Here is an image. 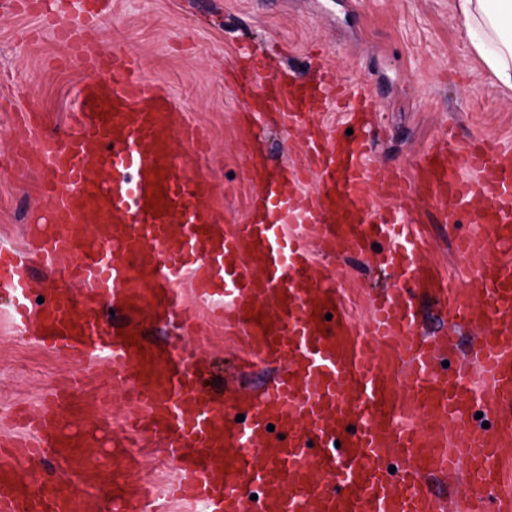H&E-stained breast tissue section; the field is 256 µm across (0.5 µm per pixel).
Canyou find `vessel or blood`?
<instances>
[{"instance_id":"vessel-or-blood-1","label":"vessel or blood","mask_w":512,"mask_h":512,"mask_svg":"<svg viewBox=\"0 0 512 512\" xmlns=\"http://www.w3.org/2000/svg\"><path fill=\"white\" fill-rule=\"evenodd\" d=\"M80 63L75 130L46 134L12 159L45 172L50 208L29 220L32 259L0 248V295L18 325L39 326L45 345L79 363L104 358L113 379L128 383L139 408L133 432L172 449L182 473L170 496L206 512H446L425 478L458 471L464 458L471 502L512 512V492L501 489L512 453V151L474 139L427 152L403 178L367 161L368 94L356 97L351 133L327 131L308 118L336 89L335 72L320 65L298 79L251 53L229 69L248 104L244 120L272 109L289 127H306L309 164L273 170L243 149L263 214L225 224L210 179L177 154L204 142L183 108L132 54ZM374 196L394 209L372 208ZM477 198L486 203L479 230L454 239L472 272L465 293L419 260L425 235L409 207L422 200L453 224ZM96 224L107 225L105 235H90ZM288 224L311 229L327 256L383 241L377 262L395 286L376 297L367 327L347 318L328 267L283 233ZM39 268L66 286L33 309ZM186 280L199 304L219 302L249 359L276 366L261 391L213 395L194 355L173 345L140 352L119 337L116 307L135 317L150 306L183 329L194 323L175 294ZM405 291L438 298L452 328L474 332L453 370L437 371L435 348L412 333ZM319 304L323 324L312 317ZM404 371L412 385L402 394ZM476 372L485 382L478 396ZM477 409L484 424L473 421ZM30 426L33 439L0 453V512H90L102 490L113 512L154 502L80 378L44 400Z\"/></svg>"}]
</instances>
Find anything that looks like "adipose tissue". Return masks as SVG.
Masks as SVG:
<instances>
[{
  "label": "adipose tissue",
  "instance_id": "ef3b65f1",
  "mask_svg": "<svg viewBox=\"0 0 512 512\" xmlns=\"http://www.w3.org/2000/svg\"><path fill=\"white\" fill-rule=\"evenodd\" d=\"M454 8L495 82L512 89V0H455Z\"/></svg>",
  "mask_w": 512,
  "mask_h": 512
}]
</instances>
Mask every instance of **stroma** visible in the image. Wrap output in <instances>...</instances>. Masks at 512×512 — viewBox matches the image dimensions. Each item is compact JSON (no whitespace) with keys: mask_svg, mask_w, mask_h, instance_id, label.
<instances>
[{"mask_svg":"<svg viewBox=\"0 0 512 512\" xmlns=\"http://www.w3.org/2000/svg\"><path fill=\"white\" fill-rule=\"evenodd\" d=\"M57 24L69 25L70 39L54 34ZM78 43L91 54H136L145 75L203 130L206 152L184 154L212 181L229 222L246 220L256 193L242 175L239 146L247 104L225 73L248 45L299 78L322 56L339 81L367 89L375 104L371 164L408 174L429 149L476 136L512 149V90L494 82L468 45L454 0H59L51 20L34 0H0V246L21 253L31 214L48 202L38 190L42 173L15 170L9 158L17 147L35 149L43 134L73 125L74 92L85 77L70 61ZM255 143L271 162L294 163L304 155L306 132L285 128L271 113L257 125ZM415 216L428 233L425 259L468 289L470 274L453 239L475 230L471 216L441 224L422 203ZM330 271L345 313L363 327L386 275L369 254L355 252L336 256ZM200 322L210 341L206 383L213 392L235 384L256 391L272 380L274 369L262 364L241 371L222 322L205 313ZM73 370L62 354L13 324L0 297V441L17 436V413L35 410ZM87 370L101 385L113 432L121 433L135 405L112 386L106 362Z\"/></svg>","mask_w":512,"mask_h":512,"instance_id":"stroma-1","label":"stroma"}]
</instances>
